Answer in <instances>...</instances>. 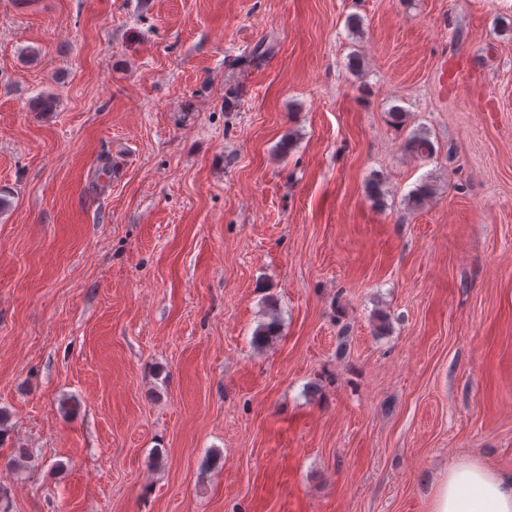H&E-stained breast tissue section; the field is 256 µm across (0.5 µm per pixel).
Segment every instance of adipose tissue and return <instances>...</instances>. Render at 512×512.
<instances>
[{"mask_svg": "<svg viewBox=\"0 0 512 512\" xmlns=\"http://www.w3.org/2000/svg\"><path fill=\"white\" fill-rule=\"evenodd\" d=\"M430 512H512V475L458 463L437 486Z\"/></svg>", "mask_w": 512, "mask_h": 512, "instance_id": "1", "label": "adipose tissue"}]
</instances>
